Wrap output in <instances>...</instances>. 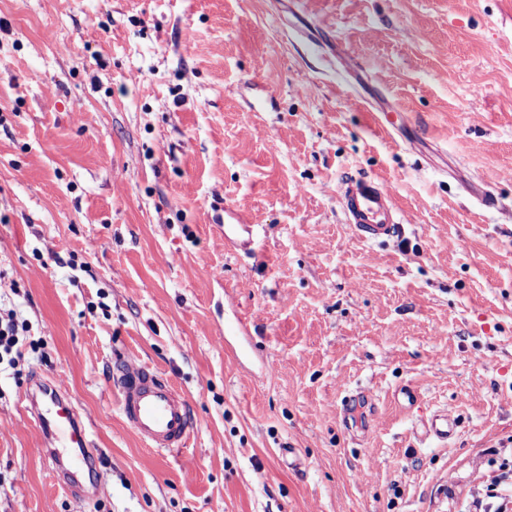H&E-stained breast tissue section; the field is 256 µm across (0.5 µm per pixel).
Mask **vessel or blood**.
Listing matches in <instances>:
<instances>
[{"mask_svg": "<svg viewBox=\"0 0 512 512\" xmlns=\"http://www.w3.org/2000/svg\"><path fill=\"white\" fill-rule=\"evenodd\" d=\"M336 197L346 221L364 241H387L401 229V217L390 189L378 178L346 176L336 184ZM224 241L231 247L251 249L254 226L232 207L224 209ZM125 422L150 447L169 452L188 448L193 424L188 400L149 364L123 359L111 374ZM27 410L47 439L71 451L72 466L88 463L95 450L89 433L69 395L44 384L21 395ZM429 435L440 442L454 437L456 421L448 413H435L427 424Z\"/></svg>", "mask_w": 512, "mask_h": 512, "instance_id": "1", "label": "vessel or blood"}]
</instances>
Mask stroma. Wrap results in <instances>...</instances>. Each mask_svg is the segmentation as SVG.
<instances>
[{
    "label": "stroma",
    "instance_id": "35a3bbf8",
    "mask_svg": "<svg viewBox=\"0 0 512 512\" xmlns=\"http://www.w3.org/2000/svg\"><path fill=\"white\" fill-rule=\"evenodd\" d=\"M350 174L394 240L346 224ZM11 311L0 512H467L512 453V0H0ZM119 356L188 399L189 448L124 423ZM37 375L98 450L86 497L19 401ZM336 197L346 224L364 241H387L401 229V217L390 189L378 178L345 176L336 184ZM255 224L232 207L224 208V241L231 247L251 250L254 243ZM427 431L438 441L448 442L455 435L456 421L447 412H437L429 419Z\"/></svg>",
    "mask_w": 512,
    "mask_h": 512
}]
</instances>
